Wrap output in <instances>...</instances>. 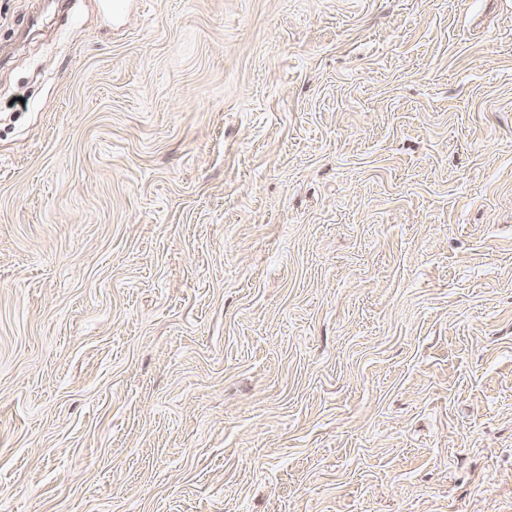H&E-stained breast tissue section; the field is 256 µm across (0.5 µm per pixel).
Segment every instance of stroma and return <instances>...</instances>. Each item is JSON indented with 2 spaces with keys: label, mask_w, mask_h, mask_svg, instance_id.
I'll return each instance as SVG.
<instances>
[{
  "label": "stroma",
  "mask_w": 512,
  "mask_h": 512,
  "mask_svg": "<svg viewBox=\"0 0 512 512\" xmlns=\"http://www.w3.org/2000/svg\"><path fill=\"white\" fill-rule=\"evenodd\" d=\"M0 512H512V0H0Z\"/></svg>",
  "instance_id": "1"
}]
</instances>
